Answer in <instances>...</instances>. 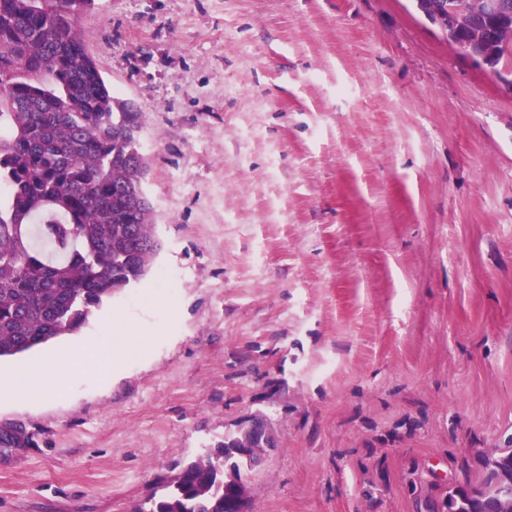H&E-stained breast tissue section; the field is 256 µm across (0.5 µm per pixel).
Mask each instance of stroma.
Wrapping results in <instances>:
<instances>
[{"label":"stroma","instance_id":"obj_1","mask_svg":"<svg viewBox=\"0 0 512 512\" xmlns=\"http://www.w3.org/2000/svg\"><path fill=\"white\" fill-rule=\"evenodd\" d=\"M162 243L149 341L0 400V512H136L254 420L247 512H444L512 436V92L416 0H95Z\"/></svg>","mask_w":512,"mask_h":512}]
</instances>
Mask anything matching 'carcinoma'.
Instances as JSON below:
<instances>
[{
    "label": "carcinoma",
    "mask_w": 512,
    "mask_h": 512,
    "mask_svg": "<svg viewBox=\"0 0 512 512\" xmlns=\"http://www.w3.org/2000/svg\"><path fill=\"white\" fill-rule=\"evenodd\" d=\"M458 34L459 54L481 61L495 44L512 73V0ZM94 0H0V359L79 331L95 310L145 277L161 247L153 212L134 210L147 163L138 112L114 96L87 53L76 19ZM44 74L52 76L46 84ZM226 439L137 512H224ZM495 473L448 495V512L496 502Z\"/></svg>",
    "instance_id": "cac0c4a2"
}]
</instances>
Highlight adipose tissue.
Returning a JSON list of instances; mask_svg holds the SVG:
<instances>
[{
	"label": "adipose tissue",
	"mask_w": 512,
	"mask_h": 512,
	"mask_svg": "<svg viewBox=\"0 0 512 512\" xmlns=\"http://www.w3.org/2000/svg\"><path fill=\"white\" fill-rule=\"evenodd\" d=\"M143 347L132 324L121 314H111L105 322L98 354L106 370L120 369L133 350ZM82 346L74 345L52 356L28 363L14 371L0 374V398L38 400L58 395L83 375L78 359Z\"/></svg>",
	"instance_id": "ef3b65f1"
}]
</instances>
